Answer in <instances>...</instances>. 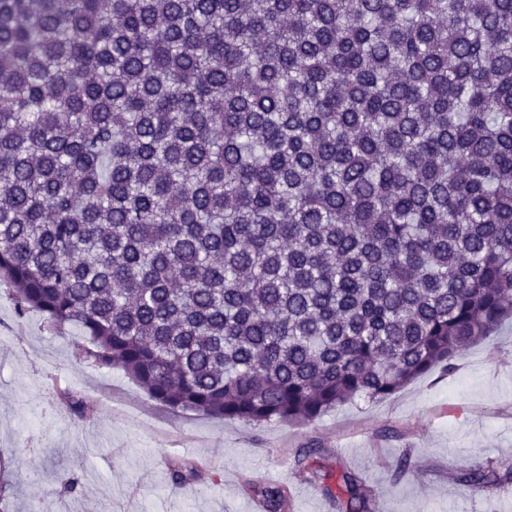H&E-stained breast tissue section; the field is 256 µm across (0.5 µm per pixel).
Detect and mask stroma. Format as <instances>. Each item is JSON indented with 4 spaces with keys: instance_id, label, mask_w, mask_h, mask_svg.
Masks as SVG:
<instances>
[{
    "instance_id": "35a3bbf8",
    "label": "stroma",
    "mask_w": 512,
    "mask_h": 512,
    "mask_svg": "<svg viewBox=\"0 0 512 512\" xmlns=\"http://www.w3.org/2000/svg\"><path fill=\"white\" fill-rule=\"evenodd\" d=\"M77 329L32 310L17 316L0 282V456L13 469L5 512H247L242 476L276 473L288 512H335L293 467L312 444L323 460L358 473L371 512H512V494L454 478L463 467L512 462V318L460 356L393 395L337 407L306 424H253L172 410L118 368L76 359ZM84 397L90 417L59 399ZM208 472L173 488L171 461ZM408 459L411 470L396 464ZM78 473V492L63 485Z\"/></svg>"
}]
</instances>
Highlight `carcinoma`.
I'll return each instance as SVG.
<instances>
[{
    "instance_id": "1",
    "label": "carcinoma",
    "mask_w": 512,
    "mask_h": 512,
    "mask_svg": "<svg viewBox=\"0 0 512 512\" xmlns=\"http://www.w3.org/2000/svg\"><path fill=\"white\" fill-rule=\"evenodd\" d=\"M1 280L77 358L223 420L451 371L512 315V0H0ZM319 454L295 468L369 512Z\"/></svg>"
}]
</instances>
